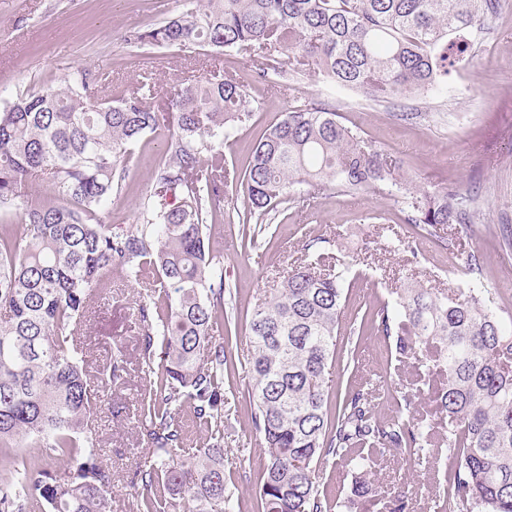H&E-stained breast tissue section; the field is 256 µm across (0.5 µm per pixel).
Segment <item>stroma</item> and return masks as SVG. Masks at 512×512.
Segmentation results:
<instances>
[{
  "mask_svg": "<svg viewBox=\"0 0 512 512\" xmlns=\"http://www.w3.org/2000/svg\"><path fill=\"white\" fill-rule=\"evenodd\" d=\"M183 8V0H0V108L47 86H60L80 68L109 82L115 93L150 80L161 107L174 83L224 74L243 86L253 113L224 140L231 184L241 181L266 126L295 106L320 101L333 104L344 122L355 123L364 138L399 163L407 179L403 189L389 184L366 190L333 184L319 191L305 189L259 225L230 222L233 209L244 205L243 195L236 193L207 224L205 242L224 265V310L237 326L229 341L233 395L225 412L233 429L225 445L224 469L232 474L228 489L238 498L241 512H260L256 485L265 456L245 399L248 322L261 299L296 265L310 260L313 250L339 249L354 259L355 279L345 309L349 317L371 308L395 285L427 281L439 288L464 286L468 275L451 254L476 253L481 279L501 319L512 322V244L500 234L501 225H512V0H502L496 20L474 46V58L437 89L383 102L285 67L261 74V59L245 50L216 55L196 46L128 42L129 31L162 24ZM132 152L130 175L103 211L105 223L115 227L137 224L165 145L146 137L133 144ZM448 185L471 198L470 229L450 241L405 222L409 189ZM394 231L408 241V248H391ZM137 298L138 288L126 272L113 270L112 287L94 299L82 335L93 362L119 346L128 360L124 380L98 391L94 402L102 459L114 474L112 512H141L132 485L138 466L150 460L136 422L141 397L149 388L138 363ZM356 352L358 367L340 383V390L367 377L385 376L390 367L387 348L375 332L359 339ZM448 467L444 452L422 463L389 456L380 466L377 484L386 489L408 486L422 502L435 477Z\"/></svg>",
  "mask_w": 512,
  "mask_h": 512,
  "instance_id": "stroma-1",
  "label": "stroma"
}]
</instances>
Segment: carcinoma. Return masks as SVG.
Returning <instances> with one entry per match:
<instances>
[{
	"instance_id": "obj_1",
	"label": "carcinoma",
	"mask_w": 512,
	"mask_h": 512,
	"mask_svg": "<svg viewBox=\"0 0 512 512\" xmlns=\"http://www.w3.org/2000/svg\"><path fill=\"white\" fill-rule=\"evenodd\" d=\"M176 17L128 40L156 47L197 46L285 55L288 65L322 75L372 101L438 88L471 49L464 35L489 29L500 0H185ZM148 83L101 95L81 69L66 85L20 97L0 110V207L21 209L0 225V512H111L112 468L98 457L89 425L92 384L124 378L116 348L89 365L79 332L92 300L124 269L144 293L139 433L156 457L139 469L142 512H240L224 472V270L205 247L208 217L224 197L217 146L252 117L232 77L171 88L167 110ZM165 141L140 223L121 230L100 213L133 165L130 144ZM45 185L54 199L30 191ZM349 189L398 185L397 163L339 120L325 104L304 105L267 126L253 147L242 187V220L263 216L296 186ZM408 224L467 228L471 214L452 188L411 191ZM456 289L393 288L349 333L370 329L398 366H410L448 418L439 430L417 407L422 390H392L366 379L328 418L329 381L341 362L351 263L323 252L299 264L249 321L247 395L266 464L262 512H416V500L380 490L370 475L392 451L427 460L440 448L454 466L435 483L430 512H512V325L501 321L480 277V257ZM161 359L155 361L156 348ZM390 399L395 414L384 416ZM190 411L204 433L186 448ZM56 462L42 468L39 460ZM350 473V490L319 489L318 462Z\"/></svg>"
}]
</instances>
